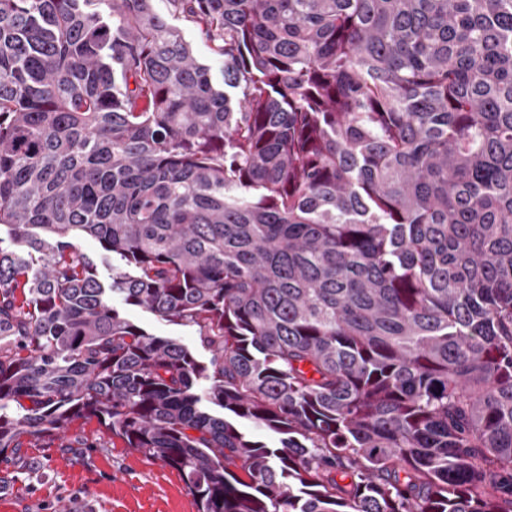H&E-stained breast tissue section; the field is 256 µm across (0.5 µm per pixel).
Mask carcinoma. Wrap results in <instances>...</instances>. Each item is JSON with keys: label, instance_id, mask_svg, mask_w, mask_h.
<instances>
[{"label": "carcinoma", "instance_id": "cac0c4a2", "mask_svg": "<svg viewBox=\"0 0 512 512\" xmlns=\"http://www.w3.org/2000/svg\"><path fill=\"white\" fill-rule=\"evenodd\" d=\"M168 4L0 0V456L94 421L198 512H512V0ZM175 24L182 29L185 39L193 45L194 53L198 59L211 68L212 79L222 84V63L210 53L205 43L197 37L194 26L185 21H177ZM80 248L96 261L99 278L106 286L109 285L112 282V256H106L91 238L81 240ZM112 305L125 317L144 326L149 332L157 336H167L193 348L196 355L202 360H208L209 353L202 349L196 340V332L192 328L172 324L153 316L144 309L125 305L118 295L111 296Z\"/></svg>", "mask_w": 512, "mask_h": 512}]
</instances>
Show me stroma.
Listing matches in <instances>:
<instances>
[{
    "label": "stroma",
    "mask_w": 512,
    "mask_h": 512,
    "mask_svg": "<svg viewBox=\"0 0 512 512\" xmlns=\"http://www.w3.org/2000/svg\"><path fill=\"white\" fill-rule=\"evenodd\" d=\"M112 304L149 332L208 359L194 329L125 305L117 295ZM95 430V424L74 422L64 438L24 443L18 455L0 462V512H197L177 473L160 462L119 446L73 447V440L92 438Z\"/></svg>",
    "instance_id": "stroma-1"
}]
</instances>
